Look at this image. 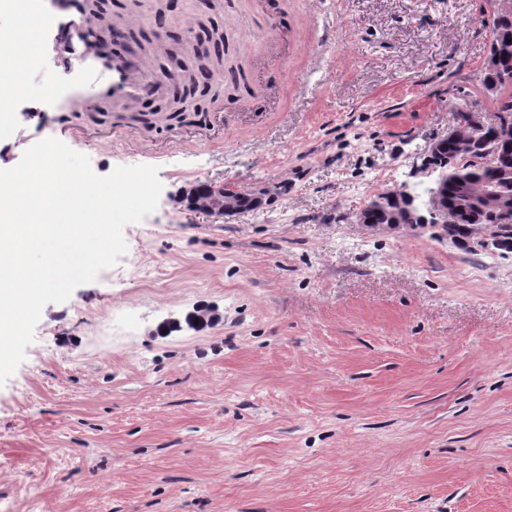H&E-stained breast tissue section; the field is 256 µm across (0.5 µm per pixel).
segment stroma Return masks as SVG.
<instances>
[{
	"mask_svg": "<svg viewBox=\"0 0 512 512\" xmlns=\"http://www.w3.org/2000/svg\"><path fill=\"white\" fill-rule=\"evenodd\" d=\"M489 14L224 0L244 87L147 124L39 111L59 70L23 71L37 112L0 118V169L54 137L163 190L0 386V512H512V251L355 221L459 108L489 111ZM203 182L275 196L210 217Z\"/></svg>",
	"mask_w": 512,
	"mask_h": 512,
	"instance_id": "stroma-1",
	"label": "stroma"
}]
</instances>
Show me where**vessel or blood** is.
<instances>
[{"mask_svg": "<svg viewBox=\"0 0 512 512\" xmlns=\"http://www.w3.org/2000/svg\"><path fill=\"white\" fill-rule=\"evenodd\" d=\"M22 13L32 23V35L41 47L42 62L53 59L54 47L66 45L76 61L62 64L54 90L66 103L116 100L127 108L159 94L163 82L153 75L147 60L101 54L94 17L83 11L81 0H21Z\"/></svg>", "mask_w": 512, "mask_h": 512, "instance_id": "b4317fda", "label": "vessel or blood"}]
</instances>
